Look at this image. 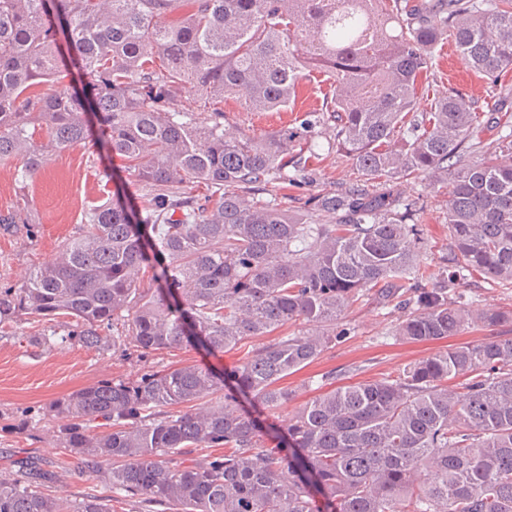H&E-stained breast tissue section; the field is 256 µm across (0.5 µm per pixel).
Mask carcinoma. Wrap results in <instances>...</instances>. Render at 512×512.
<instances>
[{
  "instance_id": "cac0c4a2",
  "label": "carcinoma",
  "mask_w": 512,
  "mask_h": 512,
  "mask_svg": "<svg viewBox=\"0 0 512 512\" xmlns=\"http://www.w3.org/2000/svg\"><path fill=\"white\" fill-rule=\"evenodd\" d=\"M60 36L79 91L60 81ZM445 40L498 83L512 69V0H0V161L33 176L48 152L90 138L82 114L94 112L96 150L143 189L136 207L92 208L56 260L0 286V324L66 315L67 333L33 342L98 352L119 324L140 359L270 337L228 372L145 365L59 398L53 447L89 473L107 467L109 495L48 497L55 475L27 461L0 479V512H112L122 500L138 512H512V337L333 386L282 434L243 406L279 409L288 392L277 383L345 336L337 322L370 292L402 313L396 334L410 340L505 320L449 297L465 271L512 289V125L482 139L476 102L453 90L414 112ZM307 69L335 93L293 127L224 128V99L286 108ZM49 81L52 92L28 94ZM186 84L201 120L170 109ZM36 119L45 144L29 132ZM320 138L362 182L310 193L302 209L255 198L274 182H317L294 147ZM420 176L448 189L437 278L420 260L425 197L396 188ZM26 223L0 214V230ZM143 269L158 294L137 284ZM300 320L323 330L288 333Z\"/></svg>"
}]
</instances>
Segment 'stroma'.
<instances>
[{"instance_id": "1", "label": "stroma", "mask_w": 512, "mask_h": 512, "mask_svg": "<svg viewBox=\"0 0 512 512\" xmlns=\"http://www.w3.org/2000/svg\"><path fill=\"white\" fill-rule=\"evenodd\" d=\"M451 87L479 98L482 111L512 121V102L501 103L499 96L490 92L487 78L471 69L448 42L436 50V64L423 82L416 112L430 111L435 98ZM330 94V85L323 74L310 71L288 109L248 112L239 101L229 98L224 102V122L250 133L270 132L290 124L297 113L320 106ZM307 165L316 170L319 186L325 190L359 178L351 162L333 151L323 150L310 156ZM18 167L15 160L0 162V212L28 203L32 231L0 233V283L15 280L20 270L53 260L61 245L73 238L84 224L90 209L111 199L114 192H121L129 203L139 202L141 197L140 183L120 158L103 153L94 155L81 145L49 152L41 170L30 179H21ZM398 189L407 196H426L427 204L419 212L417 222L432 253L447 252V197L443 189L430 187L427 181L418 178L401 181ZM454 297L474 302L479 308L512 310V291L490 287L485 275L479 273L463 281ZM400 319V312L382 307L374 295H365L354 303L339 322L345 331L340 341L313 363L285 378V386L294 395L277 412L265 414L266 424L286 425L299 406L316 395L317 384L325 373H335L340 385L356 383L395 372L452 345L479 344L497 334L512 336L511 321L441 340L411 342L395 334ZM42 330V324L24 321L0 329V478L8 477L19 462L48 458L56 475L49 494L73 498L81 497L92 486L104 488L108 472L104 469L95 474L85 472L71 453L51 455L58 429V422L50 412L55 400L103 379L136 377L146 364L172 367L196 362L228 370L255 346L250 340L240 349L208 354L185 343L156 352L142 363L136 356H124L118 347L98 352L77 344L65 349L34 344L33 336ZM25 410L32 411L33 419L20 430L15 420Z\"/></svg>"}]
</instances>
